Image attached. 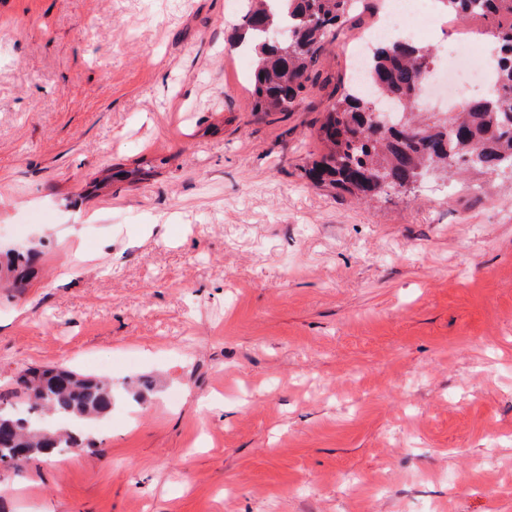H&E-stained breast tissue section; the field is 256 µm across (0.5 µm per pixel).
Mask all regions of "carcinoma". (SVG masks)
Here are the masks:
<instances>
[{"label": "carcinoma", "instance_id": "carcinoma-1", "mask_svg": "<svg viewBox=\"0 0 512 512\" xmlns=\"http://www.w3.org/2000/svg\"><path fill=\"white\" fill-rule=\"evenodd\" d=\"M444 13L479 16L497 56L495 85L451 116L421 120V89L433 49L401 39L378 40L369 54L374 94L351 86L327 109L318 136L327 152L307 169L315 183L359 202L399 192L428 169L445 176L471 171L512 174V0H439ZM360 0H246L237 43L259 62L251 79L254 111L293 112L319 78L328 34L351 18ZM30 268L0 273L6 288L26 286ZM0 392V461L18 469L79 450L75 422L112 414V382L63 367L20 369Z\"/></svg>", "mask_w": 512, "mask_h": 512}]
</instances>
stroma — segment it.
<instances>
[{
    "label": "stroma",
    "mask_w": 512,
    "mask_h": 512,
    "mask_svg": "<svg viewBox=\"0 0 512 512\" xmlns=\"http://www.w3.org/2000/svg\"><path fill=\"white\" fill-rule=\"evenodd\" d=\"M235 0H0V384L111 379L0 512H512V179L314 185L370 15L261 114ZM151 171L94 190L108 168ZM235 492L225 495V484Z\"/></svg>",
    "instance_id": "obj_1"
}]
</instances>
